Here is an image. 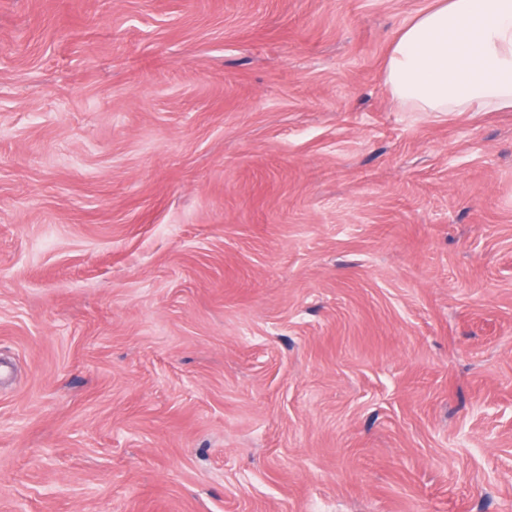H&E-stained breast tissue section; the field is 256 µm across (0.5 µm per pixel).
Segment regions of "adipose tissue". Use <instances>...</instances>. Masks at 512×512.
<instances>
[{
    "label": "adipose tissue",
    "instance_id": "adipose-tissue-1",
    "mask_svg": "<svg viewBox=\"0 0 512 512\" xmlns=\"http://www.w3.org/2000/svg\"><path fill=\"white\" fill-rule=\"evenodd\" d=\"M383 76L405 112L512 111V0H438L394 39Z\"/></svg>",
    "mask_w": 512,
    "mask_h": 512
}]
</instances>
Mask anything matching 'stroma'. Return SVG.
Listing matches in <instances>:
<instances>
[{"label":"stroma","instance_id":"stroma-1","mask_svg":"<svg viewBox=\"0 0 512 512\" xmlns=\"http://www.w3.org/2000/svg\"><path fill=\"white\" fill-rule=\"evenodd\" d=\"M435 0H0V512H512V111L404 112Z\"/></svg>","mask_w":512,"mask_h":512}]
</instances>
